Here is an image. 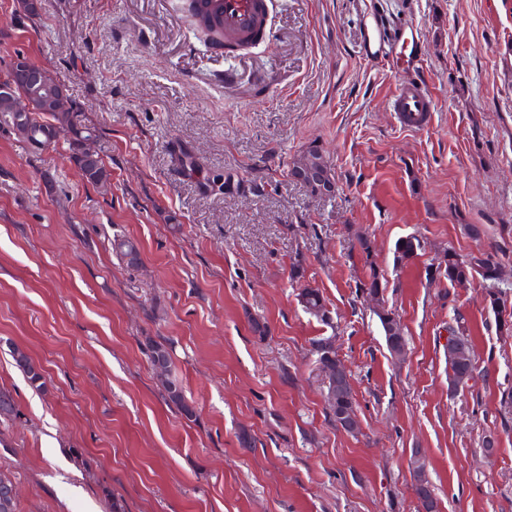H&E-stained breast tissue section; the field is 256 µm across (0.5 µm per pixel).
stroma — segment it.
I'll list each match as a JSON object with an SVG mask.
<instances>
[{
	"label": "stroma",
	"instance_id": "obj_1",
	"mask_svg": "<svg viewBox=\"0 0 512 512\" xmlns=\"http://www.w3.org/2000/svg\"><path fill=\"white\" fill-rule=\"evenodd\" d=\"M375 11L402 39L419 29L418 65L365 56ZM269 23L228 57L186 0H41L35 15L0 0V78L21 52L65 84L112 177L100 191L66 137L37 151L0 122V388L18 409L0 421V473L17 512H112L115 497L126 512H418L416 453L439 512H512V336L489 282L429 273L450 248L492 254L512 305V0H271ZM417 76L435 112L409 131L388 100ZM312 147L333 195L290 175ZM408 236L424 248L394 267ZM372 264L404 328L398 363L356 292ZM297 271L329 321L301 305ZM459 314L475 370L453 393ZM327 336L351 374L354 436L325 418L313 342ZM152 342L195 417L166 402ZM13 360L15 361L17 368L26 375L29 382L35 388L41 389L45 386L43 373L25 349L15 346L13 348Z\"/></svg>",
	"mask_w": 512,
	"mask_h": 512
}]
</instances>
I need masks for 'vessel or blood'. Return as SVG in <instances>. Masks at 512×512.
Segmentation results:
<instances>
[{"label": "vessel or blood", "instance_id": "b4317fda", "mask_svg": "<svg viewBox=\"0 0 512 512\" xmlns=\"http://www.w3.org/2000/svg\"><path fill=\"white\" fill-rule=\"evenodd\" d=\"M223 34L225 49L263 39L269 32V0H212ZM370 57L399 58L398 45L379 26L368 30ZM388 106L395 112L400 123L416 130L428 126L432 120L435 103L421 82L401 83L390 97Z\"/></svg>", "mask_w": 512, "mask_h": 512}]
</instances>
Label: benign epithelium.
Here are the masks:
<instances>
[{"label":"benign epithelium","instance_id":"7a95c632","mask_svg":"<svg viewBox=\"0 0 512 512\" xmlns=\"http://www.w3.org/2000/svg\"><path fill=\"white\" fill-rule=\"evenodd\" d=\"M0 101L7 105L11 112L23 116L34 110L48 114L72 111V102L66 87L52 78L47 70L30 65L26 56H15L10 66V78L0 82ZM76 167L86 180L98 182V186L106 188L110 182V173L100 164L93 140L84 141L80 145L79 162ZM298 180H307L317 186L323 195H330L336 189V180L331 168L320 165L307 156L291 169ZM350 380L344 378V367L338 363L328 370L325 386L328 387V399L333 405L342 398ZM360 421L357 412L346 409L339 413L336 429L355 434L359 431ZM415 488L420 490L424 502L423 512H436L434 498L426 493V474L423 460L414 455L409 462Z\"/></svg>","mask_w":512,"mask_h":512}]
</instances>
